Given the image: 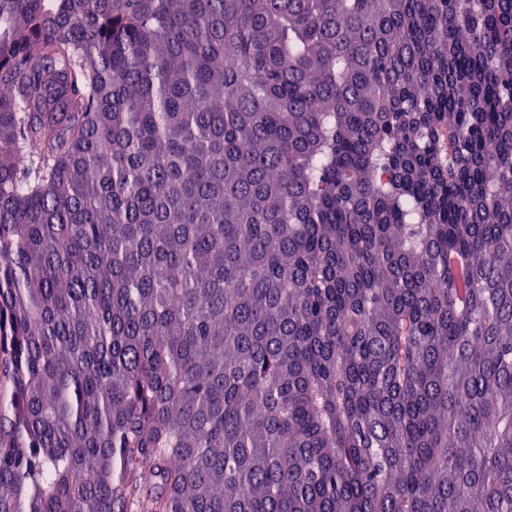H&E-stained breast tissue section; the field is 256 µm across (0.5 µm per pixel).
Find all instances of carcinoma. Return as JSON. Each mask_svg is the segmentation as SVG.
<instances>
[{
	"label": "carcinoma",
	"instance_id": "carcinoma-1",
	"mask_svg": "<svg viewBox=\"0 0 512 512\" xmlns=\"http://www.w3.org/2000/svg\"><path fill=\"white\" fill-rule=\"evenodd\" d=\"M0 369V512H512V0H0Z\"/></svg>",
	"mask_w": 512,
	"mask_h": 512
}]
</instances>
